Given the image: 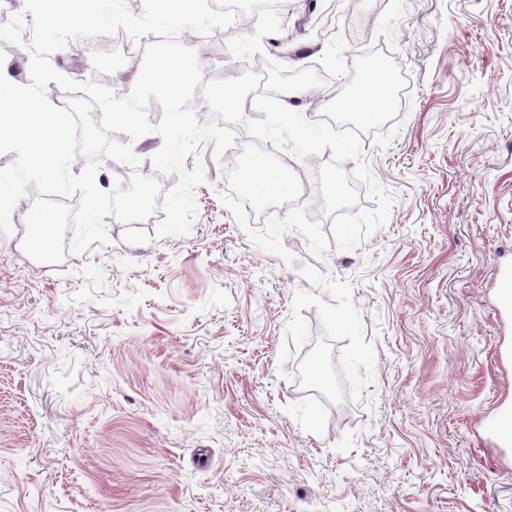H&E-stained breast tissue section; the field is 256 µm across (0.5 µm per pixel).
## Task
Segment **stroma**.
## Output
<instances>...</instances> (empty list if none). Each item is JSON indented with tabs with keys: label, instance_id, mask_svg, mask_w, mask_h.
<instances>
[{
	"label": "stroma",
	"instance_id": "35a3bbf8",
	"mask_svg": "<svg viewBox=\"0 0 512 512\" xmlns=\"http://www.w3.org/2000/svg\"><path fill=\"white\" fill-rule=\"evenodd\" d=\"M291 48L343 34L407 83L398 134L363 136L394 196L356 249L254 246L201 150L189 233L105 217L57 266L0 232V512H512V456L477 419L512 401L494 270L512 264V0H279ZM57 70L125 79L135 52L73 40ZM298 172L330 232L317 165Z\"/></svg>",
	"mask_w": 512,
	"mask_h": 512
}]
</instances>
